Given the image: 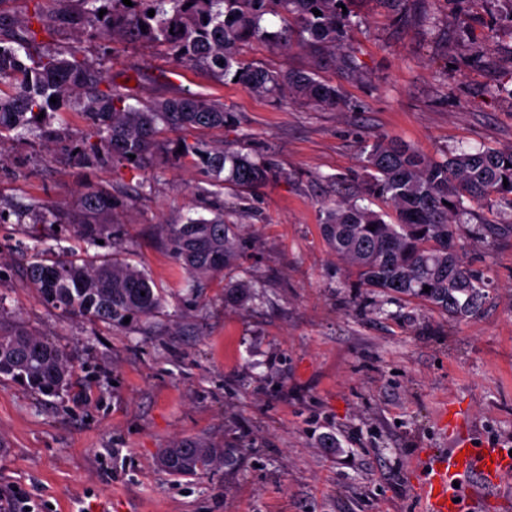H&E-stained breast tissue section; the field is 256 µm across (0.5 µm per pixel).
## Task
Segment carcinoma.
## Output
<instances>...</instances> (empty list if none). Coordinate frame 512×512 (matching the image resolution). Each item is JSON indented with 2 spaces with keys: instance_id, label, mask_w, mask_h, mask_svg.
I'll return each mask as SVG.
<instances>
[{
  "instance_id": "obj_1",
  "label": "carcinoma",
  "mask_w": 512,
  "mask_h": 512,
  "mask_svg": "<svg viewBox=\"0 0 512 512\" xmlns=\"http://www.w3.org/2000/svg\"><path fill=\"white\" fill-rule=\"evenodd\" d=\"M27 14L0 16V140L18 129L38 132L52 144L60 135L54 114L64 108L82 113L88 136L70 142L74 159L91 166L126 165L147 171L161 162L189 164L204 173L218 196L257 191L284 174L243 149L190 140L195 130L234 128L237 117L224 104L191 93L148 101L137 108L128 94L108 83L101 59L79 56L55 39L67 27L80 37L124 39L162 46L177 65L209 72L279 105L304 104L321 110L344 105L340 87L324 79L331 68L353 76L359 64L344 51L352 30L340 0H45ZM106 10L99 15L100 10ZM154 16H148L149 10ZM322 15L316 16L313 10ZM282 22L272 28L268 17ZM146 30H141V26ZM260 42L286 54H309L305 69L268 68L243 59L240 47ZM57 102H50L51 98ZM43 118H38V115ZM363 195L384 202L387 212L343 198L323 205L321 233L336 259L357 278L356 287L374 298L378 313L394 301L418 300L451 320L474 318L489 297L490 280L462 253V238L496 243L512 239L508 224L466 225L465 202L482 208L512 209V148L450 153L433 159L405 141L376 136L363 150ZM508 184H503V181ZM124 206L110 189L88 187L74 204V232L87 247L112 236L107 219ZM63 208L46 200L35 206L33 223L61 224ZM172 258L195 282L222 274L224 303L247 306L263 301L252 276H234L241 232L224 219V202L210 215L188 217L164 227ZM26 284L51 308L90 323L124 326V318L150 320L163 308V292L126 258L84 252L56 258L45 249L26 256ZM430 290L425 292L423 287ZM70 360L54 342L20 325H0V381L21 382L42 395L67 385ZM243 449L182 439L159 454L160 466L183 478L234 465Z\"/></svg>"
}]
</instances>
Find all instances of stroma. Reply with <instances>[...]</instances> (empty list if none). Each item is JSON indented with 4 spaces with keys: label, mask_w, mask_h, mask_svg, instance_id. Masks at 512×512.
Here are the masks:
<instances>
[{
    "label": "stroma",
    "mask_w": 512,
    "mask_h": 512,
    "mask_svg": "<svg viewBox=\"0 0 512 512\" xmlns=\"http://www.w3.org/2000/svg\"><path fill=\"white\" fill-rule=\"evenodd\" d=\"M346 5V49L361 71L342 81L336 111L274 104L139 44L116 43L106 64L133 106L185 90L220 100L238 124L206 140L246 145L285 173L225 210L245 230L241 269L266 289V305H225L219 278L189 288L166 250L163 225L209 201L199 170L83 166L66 143L48 149L28 134L0 148L7 209L126 188L114 231L165 295L152 322L122 329L61 314L27 287L15 258L34 245L79 253L83 242L65 224L0 223V321L72 360L52 396L0 383L1 497L22 492L36 512H96L115 498L127 512H422L415 487L429 453L449 448L437 413L450 401L481 441L512 450V239L467 241L496 296L478 317L452 322L416 302L377 315L347 288L319 228L334 176L359 169L375 136L436 159L512 146V23L497 0ZM185 438L248 452L234 469L176 479L158 455Z\"/></svg>",
    "instance_id": "obj_1"
}]
</instances>
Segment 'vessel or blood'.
I'll return each mask as SVG.
<instances>
[{"label":"vessel or blood","instance_id":"b4317fda","mask_svg":"<svg viewBox=\"0 0 512 512\" xmlns=\"http://www.w3.org/2000/svg\"><path fill=\"white\" fill-rule=\"evenodd\" d=\"M440 423L450 431L453 445L433 459L419 484L426 512H465L480 495L512 485V456L496 448L482 450L456 408L445 411Z\"/></svg>","mask_w":512,"mask_h":512}]
</instances>
